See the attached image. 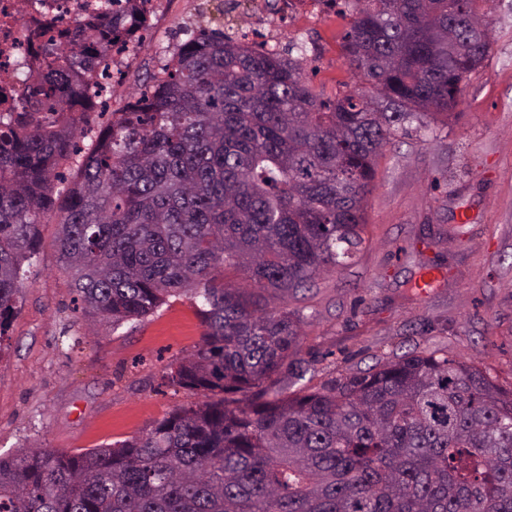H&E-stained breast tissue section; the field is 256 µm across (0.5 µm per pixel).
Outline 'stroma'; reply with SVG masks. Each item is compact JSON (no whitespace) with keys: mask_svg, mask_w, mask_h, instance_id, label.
<instances>
[{"mask_svg":"<svg viewBox=\"0 0 512 512\" xmlns=\"http://www.w3.org/2000/svg\"><path fill=\"white\" fill-rule=\"evenodd\" d=\"M342 0L281 22L270 0H161L150 36L121 56L110 110L135 101L147 74L199 27L231 37L306 44L304 75L332 96L360 87L342 50ZM493 43L465 81L462 101L430 127L411 124L377 163L368 243L353 264L299 293L302 367L323 382L413 348L444 349L512 383V0L485 17ZM56 224L24 277L16 316L0 337V454L33 444L79 453L146 432L198 402L165 385L164 367L187 356L204 328L187 298L121 327L95 328L63 273ZM432 287L415 288L427 271Z\"/></svg>","mask_w":512,"mask_h":512,"instance_id":"35a3bbf8","label":"stroma"}]
</instances>
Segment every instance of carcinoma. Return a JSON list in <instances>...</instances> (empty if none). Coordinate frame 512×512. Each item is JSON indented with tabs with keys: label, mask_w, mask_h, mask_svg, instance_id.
I'll list each match as a JSON object with an SVG mask.
<instances>
[{
	"label": "carcinoma",
	"mask_w": 512,
	"mask_h": 512,
	"mask_svg": "<svg viewBox=\"0 0 512 512\" xmlns=\"http://www.w3.org/2000/svg\"><path fill=\"white\" fill-rule=\"evenodd\" d=\"M117 2L64 38L40 20L0 111V337L53 218L96 322L195 302L201 342L164 378L202 401L110 447L0 455V512H512V387L415 349L300 386L288 309L365 245L382 147L459 105L489 0H344L343 52L371 89L334 98L305 81L303 48L201 29L86 152L112 51L142 26L143 0Z\"/></svg>",
	"instance_id": "obj_1"
}]
</instances>
